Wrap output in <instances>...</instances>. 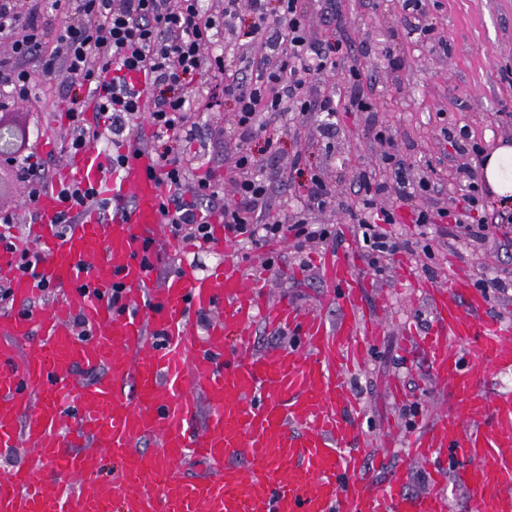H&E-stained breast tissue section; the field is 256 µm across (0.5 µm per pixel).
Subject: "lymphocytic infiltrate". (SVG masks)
<instances>
[{
	"label": "lymphocytic infiltrate",
	"mask_w": 512,
	"mask_h": 512,
	"mask_svg": "<svg viewBox=\"0 0 512 512\" xmlns=\"http://www.w3.org/2000/svg\"><path fill=\"white\" fill-rule=\"evenodd\" d=\"M43 0H0V37L10 51L0 55V91L19 104L29 101L35 76L62 79L71 106L70 136L62 152L75 154L102 136L134 138L132 119L141 105L134 90L138 77L150 84V148L156 167L169 188L164 207L172 237L210 241L209 216L216 215L233 237L254 246L282 239L283 226L267 215L272 183L261 173L250 144L269 116L317 111L334 116L331 96H312L313 80L335 71V45L310 39L306 0H282L280 12L269 11L267 0H224V19L216 21L200 0H53L61 17L57 26L38 25ZM247 5L252 36L262 41L261 53L241 52L239 62L214 54L223 28L232 27L240 5ZM219 78L221 91L235 103L236 119L222 132L233 157L232 199L221 198L210 178L191 174L190 163L175 142L193 137L191 84L195 78ZM97 97V126L83 118L80 92ZM360 211L376 214L377 223L361 221L364 244L377 254L413 251L409 239L390 238L380 224L395 215L389 197L414 206L418 196L437 193L427 179L412 181L397 173L394 183L362 171L355 177ZM302 213L292 229L295 249L311 243L341 246L345 238L334 224H312L308 213L322 211L335 200V186L318 173L304 185ZM370 259V266L378 261Z\"/></svg>",
	"instance_id": "f902f5d3"
}]
</instances>
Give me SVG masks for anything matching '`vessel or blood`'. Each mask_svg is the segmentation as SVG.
Wrapping results in <instances>:
<instances>
[{
    "label": "vessel or blood",
    "instance_id": "1",
    "mask_svg": "<svg viewBox=\"0 0 512 512\" xmlns=\"http://www.w3.org/2000/svg\"><path fill=\"white\" fill-rule=\"evenodd\" d=\"M120 153L117 166L95 148L71 156L39 196L23 241L35 273L0 247V281L21 305L0 315V451H29L0 477V512H449L441 489L407 494L408 472L376 485L361 450L349 380L365 348L346 344L363 321L354 254L316 261L342 311L332 327L269 300L267 270L245 277L231 255L155 283L153 265L186 245L163 233L153 155L133 140ZM71 184L92 186L97 204L72 210L60 194ZM45 284L61 297L24 310ZM427 296L434 326L407 345L428 355L451 404L407 453L452 464L475 512H512V394L482 389L488 371H512V323L487 317L482 292L462 279ZM259 322L297 346L255 349ZM188 458L203 475L179 470Z\"/></svg>",
    "mask_w": 512,
    "mask_h": 512
}]
</instances>
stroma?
I'll list each match as a JSON object with an SVG mask.
<instances>
[{
	"label": "stroma",
	"mask_w": 512,
	"mask_h": 512,
	"mask_svg": "<svg viewBox=\"0 0 512 512\" xmlns=\"http://www.w3.org/2000/svg\"><path fill=\"white\" fill-rule=\"evenodd\" d=\"M339 16L326 24L318 4H311V34L320 40L341 37L353 53L338 62L334 74L317 79L315 92L336 95V129L323 136L325 114L312 112L296 118L269 122L256 141L254 153L266 176L276 181L271 219L293 224L301 206L299 195L283 186L295 155H302L304 171L323 172L336 184L337 206L314 212L316 224L340 225L345 248L359 250L357 221L349 211L356 198L352 180L367 170L377 178L393 181L395 171L382 163L376 151L377 131L391 135L392 152L404 161L411 178L430 175L443 179V203L451 218H463L457 201L468 190L462 163L473 160L474 149L492 150L512 144V0H425L427 20L444 44L432 43L404 23L399 0H336ZM358 66L363 87L372 105L368 112L346 109L344 87L348 69ZM198 127L193 139L180 150L191 160L197 175L213 173L221 193H229L232 166L223 148L214 146V131L234 119V104L221 91H209L205 80L197 82ZM67 105L60 82L37 80L29 103L7 105L27 132L30 149L38 158L59 150L68 136ZM398 221L381 225L390 237L411 238L420 246L411 253L381 258V272L358 258L354 278L364 284V314L378 325L368 341L367 360L350 378L353 394L364 407L362 451L370 461H384L377 481L389 472L408 471L407 490L422 493L431 486L427 465L412 460L406 442L432 422L449 404L448 390L438 384L425 354L404 356V331L426 333L432 326L421 283L447 287L454 274L469 281L512 278V208L501 209L484 201L480 211L487 224L486 238L466 240L448 249L436 224H415L410 210H396ZM245 265L267 259L270 297L287 296L304 307L319 310L328 326L341 317L336 291L316 272V258L323 245L313 243L295 251L291 241L272 242L255 248L234 244ZM224 258L223 246L196 245L194 250L160 260L154 271L163 278L182 264L207 272ZM302 269L295 277L294 269ZM404 386L400 398L388 390L391 380Z\"/></svg>",
	"instance_id": "stroma-1"
}]
</instances>
